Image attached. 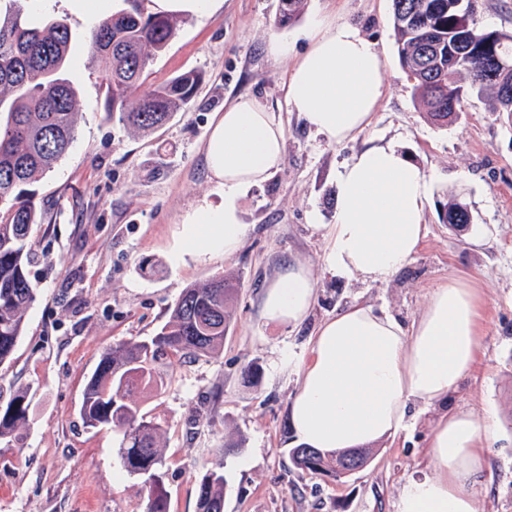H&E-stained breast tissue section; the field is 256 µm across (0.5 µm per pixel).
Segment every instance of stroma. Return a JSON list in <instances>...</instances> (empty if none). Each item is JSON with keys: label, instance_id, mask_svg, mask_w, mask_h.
Instances as JSON below:
<instances>
[{"label": "stroma", "instance_id": "obj_1", "mask_svg": "<svg viewBox=\"0 0 512 512\" xmlns=\"http://www.w3.org/2000/svg\"><path fill=\"white\" fill-rule=\"evenodd\" d=\"M33 6L42 16L66 18L77 36L70 73L79 115L68 153L31 186L42 214L32 237L38 292L11 362L0 365V385L27 387L32 414L21 443L0 441V512H148L149 484L126 472L118 433L81 419L83 389L106 349L150 338L186 286L221 275L240 284L223 350L166 359L163 385L139 395L160 428L170 512H196V485L209 470L224 475V512H396L403 482L429 472L426 439L448 407L478 412L488 405L498 411V430L490 470L474 488L478 510L512 512V128L488 101L470 97L445 127L427 117L399 62L391 0H308L287 28L276 23L279 0H221L206 14L181 16L177 35L149 65L152 83L188 71L202 82L147 136L109 116L105 65L86 63L89 20L72 15L66 0ZM322 16L359 26L386 61L369 128L339 144L309 132L285 98L290 69L308 46L305 31ZM275 36L287 41L288 55L270 53ZM243 95L281 121L284 164L246 193L247 234L233 257L173 262L185 215L202 202L224 204L203 144L215 114ZM393 138L431 177L427 236L389 282L334 276L325 267L321 227L333 221L337 173L365 142ZM453 196L471 211L468 230L441 220ZM293 264L310 269L315 303L298 326L264 323L263 291ZM452 275L486 297L474 376L450 403L415 406L407 429L373 445L356 474L337 480L294 467L287 405L318 326L355 302L412 321L432 288ZM284 358L292 369H278ZM251 363L259 367L254 379L245 375Z\"/></svg>", "mask_w": 512, "mask_h": 512}]
</instances>
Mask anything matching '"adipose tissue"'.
<instances>
[{"label":"adipose tissue","instance_id":"adipose-tissue-1","mask_svg":"<svg viewBox=\"0 0 512 512\" xmlns=\"http://www.w3.org/2000/svg\"><path fill=\"white\" fill-rule=\"evenodd\" d=\"M308 49L286 82L292 111L336 144L355 139L370 123L384 90L385 60L354 25L314 20ZM224 205L196 206L182 223L173 256L232 257L246 226L240 199L267 180L285 159V135L257 99L225 106L203 147ZM431 180L394 141L369 143L336 177V211L327 225L326 264L336 276L374 282L392 279L426 235ZM315 290L307 268L296 265L265 288L261 318L297 325ZM486 299L481 289L452 276L430 293L412 324L354 304L326 319L311 341L288 402L296 442L320 451L358 450L396 436L418 404L443 401L479 366ZM497 411L454 410L432 428L425 456L429 475L407 479L396 512H478L473 488L489 468Z\"/></svg>","mask_w":512,"mask_h":512}]
</instances>
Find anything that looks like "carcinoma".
I'll use <instances>...</instances> for the list:
<instances>
[{
  "label": "carcinoma",
  "instance_id": "cac0c4a2",
  "mask_svg": "<svg viewBox=\"0 0 512 512\" xmlns=\"http://www.w3.org/2000/svg\"><path fill=\"white\" fill-rule=\"evenodd\" d=\"M29 0H0V364L11 360L25 313L37 295L30 268L37 260L33 226L41 223L27 186L50 171L76 136L77 93L71 80L72 31L67 20L46 19L28 9ZM95 22L85 33L90 62L104 58L106 110L143 134L165 125L191 100L202 77L185 72L154 84L145 73L177 34V19L144 14L143 0ZM307 0H279L277 24L297 22ZM465 0H392L399 60L414 81V95L431 118L446 124L463 111L469 96L484 98L512 126V33L486 31L471 18ZM466 203L443 205V223L469 224ZM236 292L223 276L183 289L168 320L147 341L107 350L85 383L79 413L91 428L113 427L131 474L155 473L148 512H170L161 476L159 427L141 411L140 389L162 382L158 359L209 356L224 346L233 323ZM31 398L22 387L0 388V440L13 441L29 420ZM297 446L292 463L312 474L341 478L343 459ZM197 512H224V475L210 470L196 487Z\"/></svg>",
  "mask_w": 512,
  "mask_h": 512
}]
</instances>
